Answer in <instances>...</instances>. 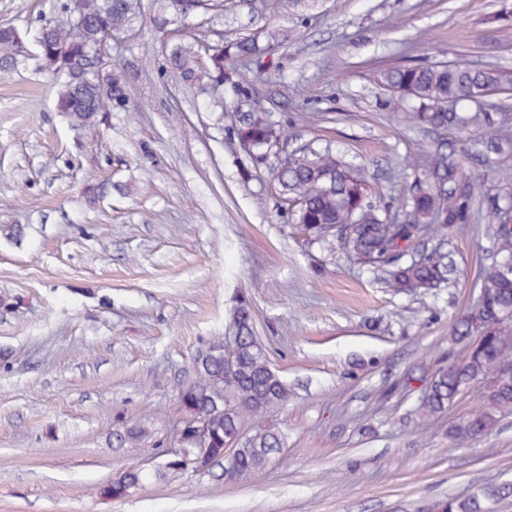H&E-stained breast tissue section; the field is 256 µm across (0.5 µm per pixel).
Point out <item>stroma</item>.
Segmentation results:
<instances>
[{
	"label": "stroma",
	"mask_w": 512,
	"mask_h": 512,
	"mask_svg": "<svg viewBox=\"0 0 512 512\" xmlns=\"http://www.w3.org/2000/svg\"><path fill=\"white\" fill-rule=\"evenodd\" d=\"M59 0H0V25L34 32ZM112 39L125 85L109 125L71 127L35 61L0 74V512H442L449 496L512 481V410L496 431L454 446L476 410L469 389L424 424L407 374L463 357L452 326L477 296L486 227L449 235L453 280L404 294L288 222L271 168L329 147L362 169L370 200L404 216L407 159L438 143L465 151L479 208L512 195V149L489 130L423 134L395 118L383 70L438 61L512 77V0H224L222 16L175 24L143 0ZM287 34L232 84L223 113L161 69L170 46ZM261 101L281 141L255 163L235 129ZM123 187L88 208L87 182ZM21 224V240L3 229ZM252 307L287 402L243 421L278 429L280 453L236 480L221 467L147 482L112 500L100 488L151 452L112 445L140 424L170 448L195 361L228 334L236 297Z\"/></svg>",
	"instance_id": "35a3bbf8"
}]
</instances>
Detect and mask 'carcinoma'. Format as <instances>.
<instances>
[{"label": "carcinoma", "mask_w": 512, "mask_h": 512, "mask_svg": "<svg viewBox=\"0 0 512 512\" xmlns=\"http://www.w3.org/2000/svg\"><path fill=\"white\" fill-rule=\"evenodd\" d=\"M157 18L176 22L175 0H154ZM143 15V0H63L56 16L43 21L31 35L38 69L47 73L55 89V106L69 124L77 128L109 123L112 109L122 106L125 89L114 66L101 55L107 35L124 33ZM22 33L11 25L0 26V73L15 69L21 60L18 47ZM266 48L243 38L213 52L200 54L192 45H174L166 70L207 95L212 86L224 83L225 61L232 70L247 68ZM382 84L390 93L387 105L413 127L423 132L466 129L469 117L455 111L462 102H477L481 89H497L507 78L493 69H475L447 61L405 65L386 70ZM486 125L502 138L509 136L507 115L485 114ZM276 131L260 112H253L238 128V137L253 145L254 159L265 162ZM424 170L423 187L406 199L413 219L401 223L387 209L368 200L365 179L353 165L339 159L330 149L299 151L288 156V164L273 168L275 180L295 224L315 242L330 248L338 245L367 272L380 277L397 292L426 294L448 282L453 272L448 255L440 246L448 235L468 224H486L491 240L492 262L485 266L479 288L481 302L473 305L452 327L453 340L464 343L469 355L460 361L448 355L425 381L418 412L424 419L448 410L454 400L473 384L485 385L480 406L460 417L448 429L449 437L461 444L492 433L499 413L512 410V374H496L505 359L504 348L512 344V230L504 226L499 211L484 214L474 210L475 178L465 161L438 146L415 159ZM112 197V183H90L85 201L101 206ZM230 329L236 336L230 350L212 343L196 360V379L179 392V406L187 426L191 459L196 469L220 465L226 471L249 475L263 469L279 453L282 437L275 429L259 428L240 439L234 451L226 442L241 429L245 416L262 415L288 400V386L270 364L266 346L257 336L250 303L239 298L233 307ZM206 432L202 443L193 438L195 426ZM117 448L145 447L149 434L140 425L112 433ZM169 459L150 473L130 469L100 490L107 498L123 499L150 479L180 472ZM512 495V488L486 487L468 496L448 498L444 512H485L486 500Z\"/></svg>", "instance_id": "carcinoma-1"}]
</instances>
